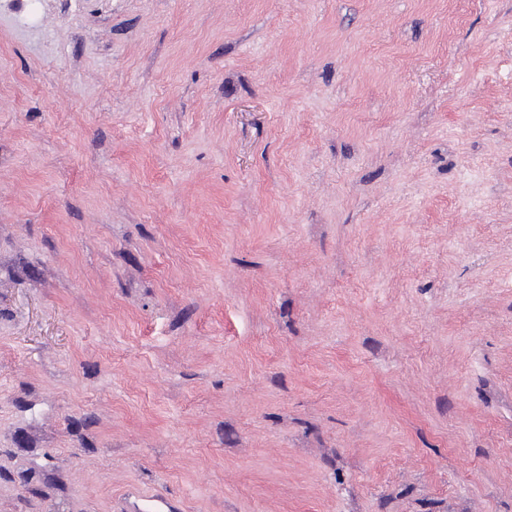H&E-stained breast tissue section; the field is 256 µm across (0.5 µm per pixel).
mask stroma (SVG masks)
<instances>
[{
	"label": "stroma",
	"instance_id": "stroma-1",
	"mask_svg": "<svg viewBox=\"0 0 512 512\" xmlns=\"http://www.w3.org/2000/svg\"><path fill=\"white\" fill-rule=\"evenodd\" d=\"M0 8V512H512V0ZM171 503L161 497L146 496L136 488L128 490L121 512H166L170 511Z\"/></svg>",
	"mask_w": 512,
	"mask_h": 512
}]
</instances>
